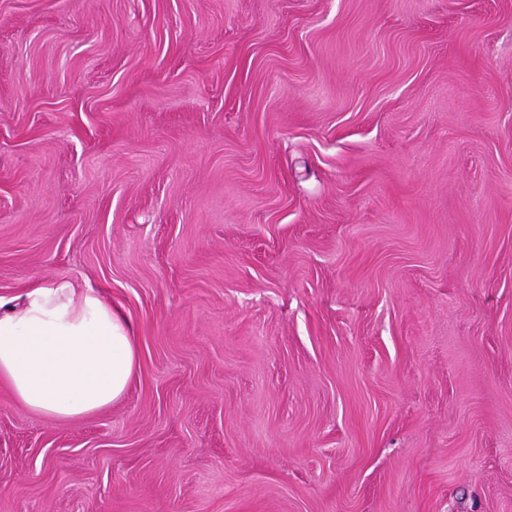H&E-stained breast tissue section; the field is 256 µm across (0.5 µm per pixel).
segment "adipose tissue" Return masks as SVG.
Wrapping results in <instances>:
<instances>
[{"mask_svg": "<svg viewBox=\"0 0 512 512\" xmlns=\"http://www.w3.org/2000/svg\"><path fill=\"white\" fill-rule=\"evenodd\" d=\"M136 366L131 324L94 288L58 279L0 298V379L27 409L94 414L125 393Z\"/></svg>", "mask_w": 512, "mask_h": 512, "instance_id": "obj_1", "label": "adipose tissue"}]
</instances>
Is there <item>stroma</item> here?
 <instances>
[{"label": "stroma", "mask_w": 512, "mask_h": 512, "mask_svg": "<svg viewBox=\"0 0 512 512\" xmlns=\"http://www.w3.org/2000/svg\"><path fill=\"white\" fill-rule=\"evenodd\" d=\"M132 324L0 380V512H512V0H0V297ZM136 366L131 324L94 288L58 279L0 297V379L27 409L89 416L125 393Z\"/></svg>", "instance_id": "stroma-1"}]
</instances>
